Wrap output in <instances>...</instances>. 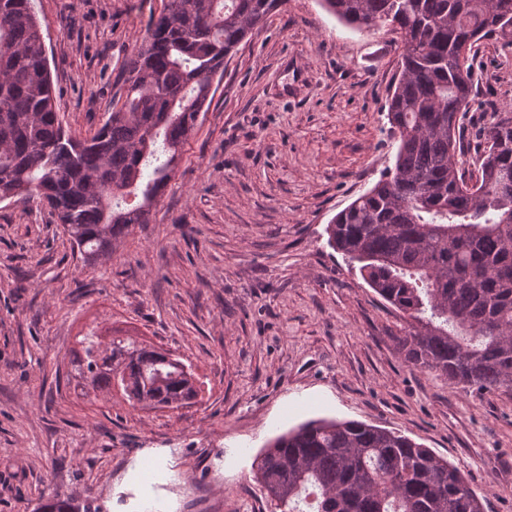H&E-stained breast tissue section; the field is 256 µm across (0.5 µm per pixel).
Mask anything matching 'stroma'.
Wrapping results in <instances>:
<instances>
[{"mask_svg": "<svg viewBox=\"0 0 512 512\" xmlns=\"http://www.w3.org/2000/svg\"><path fill=\"white\" fill-rule=\"evenodd\" d=\"M64 128L92 134L163 0H32ZM400 44L320 0H287L213 80L150 221L83 265L38 202L0 203V512L78 496L108 512H274L255 456L312 418L401 432L512 512V392H461L405 362L404 321L328 244L393 165ZM470 110L512 105V45H488ZM95 332L170 351L199 387L175 410L68 377Z\"/></svg>", "mask_w": 512, "mask_h": 512, "instance_id": "stroma-1", "label": "stroma"}]
</instances>
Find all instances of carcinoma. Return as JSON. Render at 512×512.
Returning <instances> with one entry per match:
<instances>
[{"label":"carcinoma","mask_w":512,"mask_h":512,"mask_svg":"<svg viewBox=\"0 0 512 512\" xmlns=\"http://www.w3.org/2000/svg\"><path fill=\"white\" fill-rule=\"evenodd\" d=\"M285 0H165L125 70L126 94L91 135L56 111L31 0H0V203L37 200L83 262L114 253L175 175L224 59ZM401 42L387 119L394 165L328 224L329 243L408 316L400 353L460 391L512 390V106L491 113L476 156L461 149L476 61L512 45V0H322ZM84 394L118 387L131 405L182 407L199 395L184 364L153 347L85 336ZM278 512H484L457 467L411 438L358 421L313 420L252 463ZM39 512H102L56 495Z\"/></svg>","instance_id":"carcinoma-1"}]
</instances>
